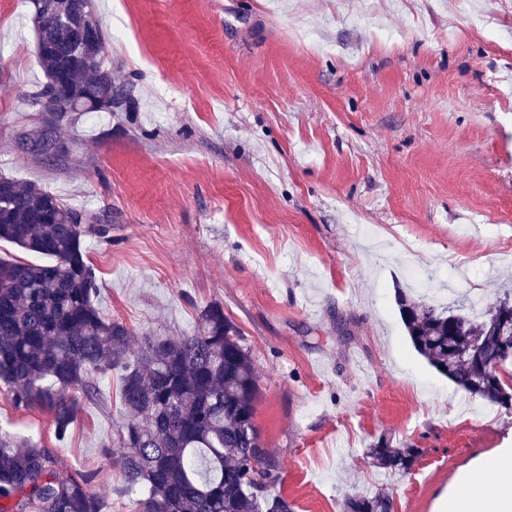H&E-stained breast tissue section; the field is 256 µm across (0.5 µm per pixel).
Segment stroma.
Segmentation results:
<instances>
[{"label": "stroma", "instance_id": "stroma-1", "mask_svg": "<svg viewBox=\"0 0 512 512\" xmlns=\"http://www.w3.org/2000/svg\"><path fill=\"white\" fill-rule=\"evenodd\" d=\"M10 2L0 174L111 225L84 246L98 308L134 338L185 335L223 306L294 512L379 490L393 512H437L475 458L512 448V410L479 414L414 350L394 298L480 308L512 286V95L489 84L512 76V0H94L131 98L59 121L31 103L34 6ZM52 122L54 159L19 148ZM122 418L114 377L60 441L0 385V435L93 474L104 512L130 510L105 451ZM382 436L422 448L409 473L366 463Z\"/></svg>", "mask_w": 512, "mask_h": 512}]
</instances>
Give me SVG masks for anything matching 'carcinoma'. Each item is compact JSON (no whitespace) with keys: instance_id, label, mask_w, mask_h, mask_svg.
Listing matches in <instances>:
<instances>
[{"instance_id":"carcinoma-1","label":"carcinoma","mask_w":512,"mask_h":512,"mask_svg":"<svg viewBox=\"0 0 512 512\" xmlns=\"http://www.w3.org/2000/svg\"><path fill=\"white\" fill-rule=\"evenodd\" d=\"M36 55L45 82L39 107L117 112L124 86L100 44L78 46L98 27L92 0H33ZM110 232L85 211L45 188L0 176V243L48 258L0 259V383L14 407L40 408L63 438L83 402L120 374L124 418L109 453L119 465L118 493L132 512H293L272 495L282 483L278 458L263 448L255 426L258 382L237 324L213 303L190 336L145 335L130 351L131 331L95 305L96 276L83 239ZM414 350L469 397L505 407L512 384L486 377L489 365L512 361L501 338L512 334V292L479 314L466 304L437 308L395 289ZM422 449L382 438L365 450L389 475L411 470ZM92 476L63 473L55 452L32 439L0 436V512H102ZM343 512H393L383 492L348 498Z\"/></svg>"}]
</instances>
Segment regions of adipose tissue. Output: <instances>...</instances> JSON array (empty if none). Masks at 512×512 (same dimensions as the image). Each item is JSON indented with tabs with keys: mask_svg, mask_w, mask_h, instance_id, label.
Listing matches in <instances>:
<instances>
[{
	"mask_svg": "<svg viewBox=\"0 0 512 512\" xmlns=\"http://www.w3.org/2000/svg\"><path fill=\"white\" fill-rule=\"evenodd\" d=\"M493 482H485V473ZM439 512H512V448L478 457L439 500Z\"/></svg>",
	"mask_w": 512,
	"mask_h": 512,
	"instance_id": "obj_1",
	"label": "adipose tissue"
}]
</instances>
